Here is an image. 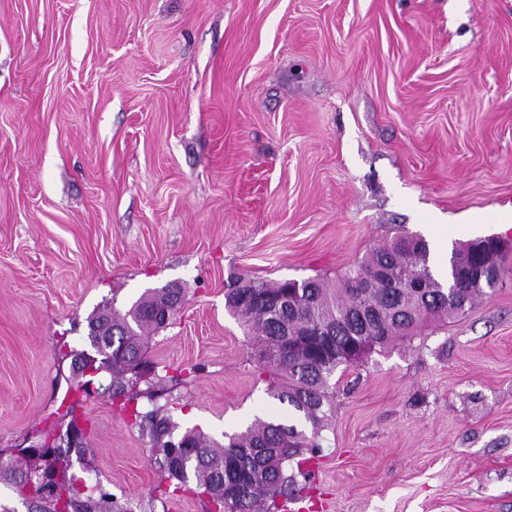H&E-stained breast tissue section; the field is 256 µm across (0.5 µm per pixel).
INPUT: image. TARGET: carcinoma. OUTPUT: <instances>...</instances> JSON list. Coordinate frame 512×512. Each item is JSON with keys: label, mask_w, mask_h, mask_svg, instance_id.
I'll return each mask as SVG.
<instances>
[{"label": "carcinoma", "mask_w": 512, "mask_h": 512, "mask_svg": "<svg viewBox=\"0 0 512 512\" xmlns=\"http://www.w3.org/2000/svg\"><path fill=\"white\" fill-rule=\"evenodd\" d=\"M429 254L421 235L396 232L336 281L309 278L297 283L294 311L276 307L288 291L284 281L231 278L225 308L251 337L258 368L269 374L270 397L288 405L305 421L304 428L257 418L245 431L224 435L222 444L197 428L176 435L173 406L158 404L165 379L145 359L143 339L165 327L159 311H175L182 304L180 288L148 289L123 314L110 309V321L97 322L96 333L87 337L95 354H85L84 366L112 375V398L148 402L150 409L134 411L135 423L170 480L195 481L213 512H278L279 498L299 496L311 482L309 463L319 448L316 438L332 415L329 382L338 367L411 340L428 319L464 315L493 288L489 281L465 276L448 291L434 276ZM485 262L469 243L453 248L449 259L452 270ZM380 269L393 271V278H375ZM414 282L426 284L429 303L423 304L422 315L409 318L401 309L414 302L407 288ZM364 300L376 309L384 328L366 330L356 314ZM285 322L296 333L330 329L332 342L311 336L307 345L290 352L283 346ZM65 416L70 443L22 448L26 460L20 465L0 450V480L13 485L28 512H126L103 485H88L70 473V457L84 458L86 439L80 436L75 408L68 407Z\"/></svg>", "instance_id": "cac0c4a2"}]
</instances>
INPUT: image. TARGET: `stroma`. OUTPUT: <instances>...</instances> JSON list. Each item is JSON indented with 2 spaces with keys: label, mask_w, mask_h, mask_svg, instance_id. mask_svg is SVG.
Instances as JSON below:
<instances>
[{
  "label": "stroma",
  "mask_w": 512,
  "mask_h": 512,
  "mask_svg": "<svg viewBox=\"0 0 512 512\" xmlns=\"http://www.w3.org/2000/svg\"><path fill=\"white\" fill-rule=\"evenodd\" d=\"M512 0H0V449L76 405L128 512L166 493L111 400L76 395L87 319L184 301L145 356L180 429L293 423L224 307L231 275L329 280L395 231L433 264L505 246L466 315L338 369L304 512H512Z\"/></svg>",
  "instance_id": "obj_1"
}]
</instances>
